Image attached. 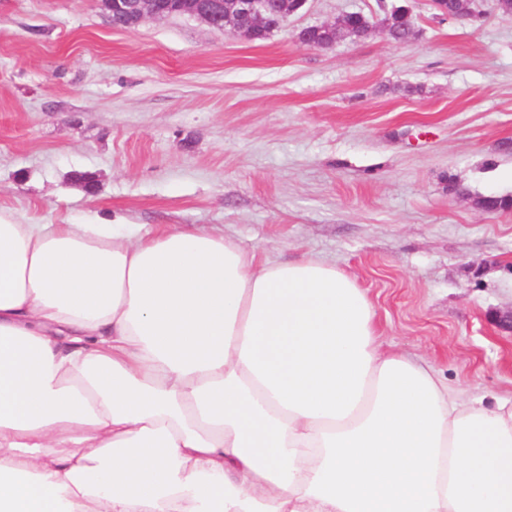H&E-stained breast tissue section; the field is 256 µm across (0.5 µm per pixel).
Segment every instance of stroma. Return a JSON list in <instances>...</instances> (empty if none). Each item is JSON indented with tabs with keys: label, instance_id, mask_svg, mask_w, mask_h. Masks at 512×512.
<instances>
[{
	"label": "stroma",
	"instance_id": "35a3bbf8",
	"mask_svg": "<svg viewBox=\"0 0 512 512\" xmlns=\"http://www.w3.org/2000/svg\"><path fill=\"white\" fill-rule=\"evenodd\" d=\"M407 5L410 41L386 10ZM307 0L261 42L191 17L113 27L98 0H0V209L168 224L352 275L384 349L512 397V14ZM361 12L364 39L298 29ZM92 177L86 189L84 177Z\"/></svg>",
	"mask_w": 512,
	"mask_h": 512
}]
</instances>
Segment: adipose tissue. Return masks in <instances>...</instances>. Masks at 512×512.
Returning a JSON list of instances; mask_svg holds the SVG:
<instances>
[{
    "label": "adipose tissue",
    "mask_w": 512,
    "mask_h": 512,
    "mask_svg": "<svg viewBox=\"0 0 512 512\" xmlns=\"http://www.w3.org/2000/svg\"><path fill=\"white\" fill-rule=\"evenodd\" d=\"M0 512H512V398L318 258L0 211Z\"/></svg>",
    "instance_id": "adipose-tissue-1"
}]
</instances>
